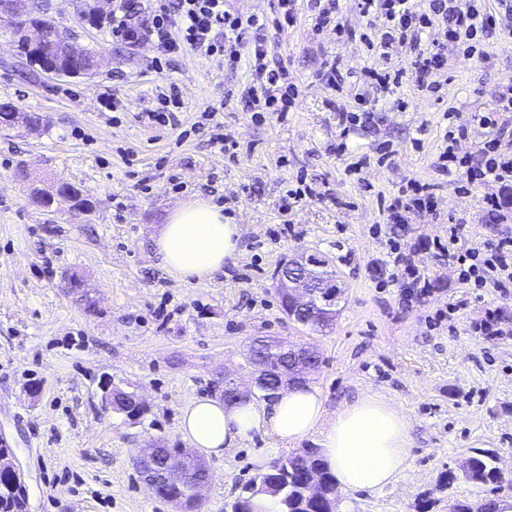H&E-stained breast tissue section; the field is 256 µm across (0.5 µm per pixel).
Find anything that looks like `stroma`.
Instances as JSON below:
<instances>
[{
  "label": "stroma",
  "instance_id": "1",
  "mask_svg": "<svg viewBox=\"0 0 512 512\" xmlns=\"http://www.w3.org/2000/svg\"><path fill=\"white\" fill-rule=\"evenodd\" d=\"M90 3L44 0L48 18L103 53L94 75H47L0 33V103L42 118L34 132L0 127V441L24 476L27 512H173L132 459L156 440L187 447L182 411L219 396L225 374L250 383L247 347L258 336L317 346L321 364L310 383L327 413L379 395L410 422L406 469L383 489L345 494L347 512H419L423 503L448 512L452 502L492 498L463 470L474 450L488 449L512 474V287H462L431 243L454 223L469 245L512 235V220L484 218L483 198L501 192L498 184L439 168L451 126L465 131L455 146L465 159L480 160L492 136L512 147V112L493 129L476 120L512 84V6L488 0L496 25L483 57L449 47L433 93L418 91L409 48L387 59L367 52L363 38L380 33V15L338 0L339 37L314 30L316 0H298L294 27L264 31L269 61L287 68L298 91L289 111L271 114L248 105L247 65L230 70L186 49L154 69L151 44L125 47L110 24L85 21ZM334 61L339 92L323 79ZM386 68L403 70L406 108L389 96L360 100L367 70ZM170 86L182 99L173 122H142L157 90ZM340 106L372 119L343 130ZM219 135L235 148L221 150ZM60 182L83 190L91 212L31 202L29 184L48 191ZM414 183L433 193L437 210L391 232L387 207ZM306 186L314 196L281 212L287 191ZM194 195L213 198L241 224L240 252L210 280L179 283L162 268L155 240L173 208ZM504 195L512 216V190ZM392 235L429 280L425 296L405 299L401 282L374 274ZM297 252L325 256L342 290L327 334L289 320L275 293V270ZM74 270L86 300L63 281ZM490 311L501 333L479 335L474 326ZM106 379L144 397L139 420L105 404ZM274 446L257 433L207 456L202 512H224L256 474L254 456Z\"/></svg>",
  "mask_w": 512,
  "mask_h": 512
}]
</instances>
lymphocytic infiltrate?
I'll return each mask as SVG.
<instances>
[{
    "label": "lymphocytic infiltrate",
    "instance_id": "1",
    "mask_svg": "<svg viewBox=\"0 0 512 512\" xmlns=\"http://www.w3.org/2000/svg\"><path fill=\"white\" fill-rule=\"evenodd\" d=\"M361 13L375 11L384 16V24L377 39L367 40L368 51L388 56L396 45L414 50L413 67L422 87L437 88V78L447 65L442 49L425 50L421 38L432 25L433 17L447 23L444 37L455 44L466 40V55L477 51L478 37L495 24V18L476 0H428L427 9H420L417 0H359ZM141 11L139 0H119L112 12V38L134 47L147 42L156 55L153 67H161L183 48H191L208 57L236 64L247 59L255 83L248 96L256 109L264 112H284L296 95L288 83V73L280 66L270 64L261 34L265 19L257 15H242L226 10L224 0H157L148 22L136 21ZM484 161L468 167L467 178L473 183H512V154L502 150L499 139L485 142ZM433 246L450 255L458 267V281L470 288L493 285L504 288L512 285V236L487 240L477 245L459 244L457 235L447 241H434ZM379 273L392 279L407 277L410 294L424 295L430 283L421 274L412 253L402 250L397 242H390L387 260Z\"/></svg>",
    "mask_w": 512,
    "mask_h": 512
}]
</instances>
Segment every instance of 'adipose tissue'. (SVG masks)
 <instances>
[{
	"mask_svg": "<svg viewBox=\"0 0 512 512\" xmlns=\"http://www.w3.org/2000/svg\"><path fill=\"white\" fill-rule=\"evenodd\" d=\"M240 237V226L225 217L222 205L192 198L168 215L157 255L173 277L203 282L235 258ZM180 428L193 447L215 456L256 432L288 445L319 434L322 456L345 492L392 483L406 466L411 443L410 425L390 400L365 396L330 418L321 393L307 383L282 391L269 404L197 399L184 410Z\"/></svg>",
	"mask_w": 512,
	"mask_h": 512,
	"instance_id": "ef3b65f1",
	"label": "adipose tissue"
}]
</instances>
